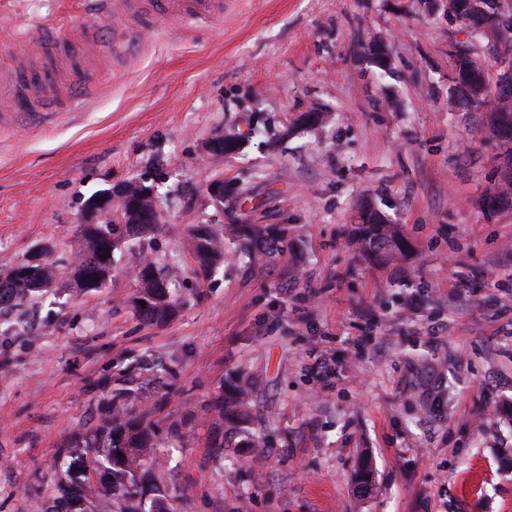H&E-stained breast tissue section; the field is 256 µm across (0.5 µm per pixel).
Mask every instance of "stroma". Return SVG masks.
Instances as JSON below:
<instances>
[{"mask_svg":"<svg viewBox=\"0 0 512 512\" xmlns=\"http://www.w3.org/2000/svg\"><path fill=\"white\" fill-rule=\"evenodd\" d=\"M39 27L100 69L52 123L0 128V271L39 248L65 271L84 201L142 181L162 223L140 244L177 301L141 322L121 249L103 287L79 295L64 274L0 310V512H33L118 390L160 430L167 468L146 479L176 489L177 512H512V204L483 205L501 161L453 85L455 44L493 73L512 43L469 33L444 0H225L223 24L190 29L0 0V71L39 53ZM120 32L136 45L116 60ZM311 111L324 121L301 124ZM220 132L241 148L206 162ZM365 201L401 227L406 259L352 247ZM195 224H279L292 245L206 276L184 246ZM242 376L268 446L228 435L218 458L212 405Z\"/></svg>","mask_w":512,"mask_h":512,"instance_id":"1","label":"stroma"}]
</instances>
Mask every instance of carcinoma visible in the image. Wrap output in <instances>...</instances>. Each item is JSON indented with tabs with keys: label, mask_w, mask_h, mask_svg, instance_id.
Masks as SVG:
<instances>
[{
	"label": "carcinoma",
	"mask_w": 512,
	"mask_h": 512,
	"mask_svg": "<svg viewBox=\"0 0 512 512\" xmlns=\"http://www.w3.org/2000/svg\"><path fill=\"white\" fill-rule=\"evenodd\" d=\"M448 13L459 19L473 32L489 27L501 37L512 39V21L501 19L498 0H448ZM458 75L463 82L482 83L486 79L476 53L468 51L459 59ZM497 107L488 112L494 138L500 148L503 179L488 193L490 207L512 201V138L501 139V131L512 132V83L496 85ZM157 229L155 224H114L108 216L101 224L79 225L83 250L72 267L71 275L88 282L105 278L112 266V255L128 236L148 235ZM241 241L240 254L249 259L264 261L283 251L285 230L263 224H226L217 230L209 224H194L188 233V245L201 269L205 272L224 263V239ZM351 244L360 252L375 259L394 260L404 255V239L398 225L389 223L373 208L362 209L360 222L351 235ZM130 262L139 267L138 300L145 306L137 309L141 320L150 324L162 323L172 314L173 300L168 280L147 254L133 250ZM56 277V268L46 264L31 274L18 263L0 278V306H10L17 300L31 298L45 291L44 283ZM249 383L237 379L219 395V430L212 443L214 454L224 455V427L243 430L252 419L248 400ZM136 400L130 391L112 395V408L90 433L75 436L73 447L83 449L85 474L76 476L72 467L53 480L51 500L38 507V512H173L177 495L154 483L147 484L139 475L143 467L160 470L164 460L158 454L154 425L147 414H135Z\"/></svg>",
	"instance_id": "1"
}]
</instances>
